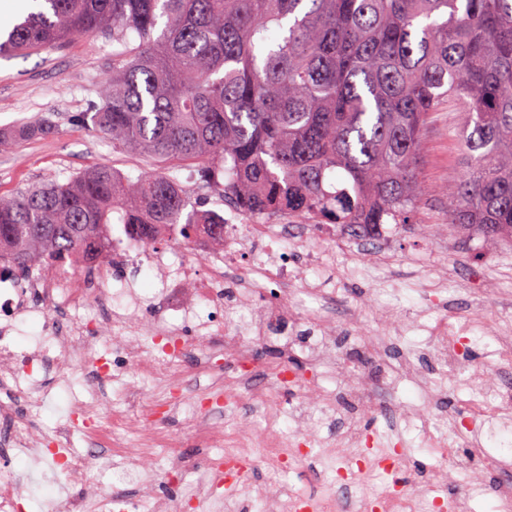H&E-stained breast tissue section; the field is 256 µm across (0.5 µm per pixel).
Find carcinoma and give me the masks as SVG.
<instances>
[{
  "label": "carcinoma",
  "mask_w": 512,
  "mask_h": 512,
  "mask_svg": "<svg viewBox=\"0 0 512 512\" xmlns=\"http://www.w3.org/2000/svg\"><path fill=\"white\" fill-rule=\"evenodd\" d=\"M134 32L138 44L128 42ZM112 37V83L76 119L113 145L196 163V189L247 213L378 233L410 223L433 113H456L464 173L448 226L512 241V0H39L0 53ZM34 121L11 135H44ZM162 169L101 164L0 194V262L24 273L173 227L224 245V221Z\"/></svg>",
  "instance_id": "carcinoma-1"
}]
</instances>
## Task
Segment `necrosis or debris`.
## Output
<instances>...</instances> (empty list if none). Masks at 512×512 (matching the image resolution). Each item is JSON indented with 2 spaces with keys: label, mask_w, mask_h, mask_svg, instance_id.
Here are the masks:
<instances>
[{
  "label": "necrosis or debris",
  "mask_w": 512,
  "mask_h": 512,
  "mask_svg": "<svg viewBox=\"0 0 512 512\" xmlns=\"http://www.w3.org/2000/svg\"><path fill=\"white\" fill-rule=\"evenodd\" d=\"M287 215L244 217L237 209L224 214V244L216 246L208 235L193 238L189 253L170 247L169 231L160 232L154 243L146 245L130 239L115 238L111 250L99 257L92 277L81 278L67 267L50 272L39 271L20 280L10 272L0 273V422L9 427L7 446L0 450V512H19L27 492L26 482L14 469L11 456L26 454L49 469H61L76 491L61 504L62 512H200L204 501L212 500L215 489L225 485L238 492L223 502L221 512H472L474 493L486 492L495 498L498 512H512V460L486 453L477 443L472 420L490 415L501 421L512 420V336L497 337V373L472 363L462 352V344L475 327L470 318L448 312V299L442 290L447 280H440L433 292L435 304L445 312L425 343L423 355L430 357L451 385L467 389L466 402L470 421L455 423L452 433L463 454H450V466L431 471L427 488L404 491L395 486L373 488L381 473L392 472L406 464L405 449H393L379 462H371L365 453L366 435L355 423L342 427L335 440L325 443L318 437L310 419L314 406L330 405L333 395L317 388H304L291 414L298 431L285 439L277 428L282 407L272 386L261 384L266 375L282 377L286 363L273 367L259 366L256 350L278 334L279 326L294 328L306 311L304 297L332 300L335 289L303 280L304 265L324 261L322 250L309 247L307 235L291 236ZM304 250L302 260H294L289 244ZM128 266L146 267L157 276L159 289L149 303L155 313L143 318L146 301L132 295L123 306L113 308L108 323L78 320L62 327L47 313L49 308L64 305L88 310L108 303L112 293L105 274L108 270ZM207 316H200V308ZM248 318H241V310ZM43 315V342L27 350H17L14 321L29 312ZM360 321L356 311L338 318L333 310H324L316 321L320 343L312 348L313 361L331 356L336 368L346 378V391L352 403L363 412L378 409L373 382L367 372L345 356L336 343L337 335L350 331L351 344L360 346L371 359L387 366L394 378H421L420 356H405L390 364L386 353L387 336L405 335L416 317L395 307L385 316L386 336H359ZM202 324L207 335L217 337V349L233 365L224 374L213 352H196L184 341L187 328ZM102 336L108 356L97 357L92 392L102 390L112 378L111 352H120L131 368L127 390L133 406L131 415H119L109 422L98 421V406L79 403V411L95 421L94 434L108 446L104 457L124 479L126 486L103 495L89 478L92 459L66 455L61 451L69 431L62 428L53 436L36 431L22 411L39 408L47 393L43 375L47 368L83 357L91 348V339ZM170 336L177 338L176 351L156 354L147 351L148 340ZM216 349V350H217ZM195 358L198 369L223 377L227 387L217 406L203 408L199 396L183 393L184 361ZM166 376L170 388L179 390L176 406L208 450L206 459L178 455L172 467L181 473L200 474L199 490L175 499L151 494L156 472L152 467L159 440L168 439L165 413L144 405L141 385L148 379ZM124 427L125 435L114 432ZM262 461L277 471H294L297 465L313 468L320 478L316 492L277 482L256 483L243 474L255 461ZM454 486L452 501L432 496L435 488Z\"/></svg>",
  "instance_id": "1"
}]
</instances>
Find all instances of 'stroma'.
<instances>
[{
    "instance_id": "1",
    "label": "stroma",
    "mask_w": 512,
    "mask_h": 512,
    "mask_svg": "<svg viewBox=\"0 0 512 512\" xmlns=\"http://www.w3.org/2000/svg\"><path fill=\"white\" fill-rule=\"evenodd\" d=\"M112 49L108 38H76L61 49L0 55V131L10 132L36 119L53 126L49 134L18 140L0 150L1 194H13L32 182L63 183L73 173L103 163L133 177L161 168V161L125 151L72 122L109 84ZM452 120L451 114L435 113L425 132L420 159L425 191L414 223L393 227L391 272L370 274L363 268L364 254H340L334 260L336 286L350 306L361 309L363 334L381 331L385 308L397 306L419 314L417 329L391 342L388 356L395 362L426 340L428 328L439 316L438 309L427 305L429 294L423 282L444 277V270H451L447 296L452 311L477 316L481 325L468 340V353L491 367L496 363V336L512 331V242L490 247L478 237L444 227L448 203L440 189L462 174L456 142L448 135ZM369 371L376 377V395L385 410L359 412L355 418L365 427L374 448L409 449V469L394 472L389 479L402 489H412L415 480L425 479L440 458L416 426H393L386 409L422 407L426 393L422 384L407 378L391 382L378 366H370ZM50 379L53 388L31 424L46 434L58 424H68L66 453H87L92 446L87 423L74 414L76 401L89 397L86 377L63 370L51 373Z\"/></svg>"
}]
</instances>
